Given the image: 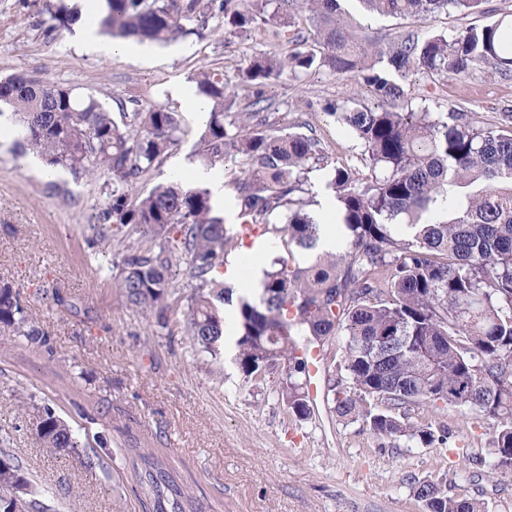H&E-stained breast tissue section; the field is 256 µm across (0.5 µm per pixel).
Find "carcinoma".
<instances>
[{
	"instance_id": "obj_1",
	"label": "carcinoma",
	"mask_w": 512,
	"mask_h": 512,
	"mask_svg": "<svg viewBox=\"0 0 512 512\" xmlns=\"http://www.w3.org/2000/svg\"><path fill=\"white\" fill-rule=\"evenodd\" d=\"M100 31L114 38L168 43L194 33L189 24L224 19V33L246 36L267 25L286 53L249 59L242 92L229 90L218 69L195 77L208 119L197 157L214 166L233 154L239 176L236 218L279 236L287 247L313 253L306 267L273 257L259 299L244 290L234 311L235 361L256 387L278 376L274 392L288 412L307 420V361L298 337L323 346L342 337L337 373L328 379L332 412L370 434L424 447L450 439L444 425L413 421L418 409L464 406L483 429L493 467L512 472V112L494 124L473 112H434L414 105L410 79L480 73L512 79V26L505 20L452 35L408 33L387 44L345 19L347 0H103ZM369 12L421 23L441 12L476 11L483 0H358ZM66 27L80 18L65 0L49 11ZM308 24L303 36L299 21ZM342 78L351 93L325 112L353 135L359 166L333 167L326 183L345 233L336 252H316L325 220L308 210L309 173L327 162L312 136L284 132L270 112L237 111L239 95L256 106L264 88L286 75ZM13 111L15 144L50 169L75 177L102 170L112 188L101 208V238L126 228L138 235L115 253L125 306L157 317L181 312L186 335L200 352L224 349L230 289L218 273L233 236L213 215L211 192L173 178L130 197L183 134L178 113L160 104L118 115L92 94H78L29 73L0 77V106ZM185 263L194 281L186 295L171 283ZM47 344L21 304L0 286V331ZM49 452L80 447L72 426L50 410L34 416ZM137 484L152 512H206L162 459L131 457ZM28 488L22 512H50L32 481L0 441V512H13V488ZM424 512H488V505L448 493L446 473L412 478Z\"/></svg>"
}]
</instances>
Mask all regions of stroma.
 <instances>
[{"label":"stroma","mask_w":512,"mask_h":512,"mask_svg":"<svg viewBox=\"0 0 512 512\" xmlns=\"http://www.w3.org/2000/svg\"><path fill=\"white\" fill-rule=\"evenodd\" d=\"M54 0H0V76L25 70L91 94L112 112L139 101L180 116L184 135L169 163L196 166L198 122L193 109L171 93L193 84L202 70L218 68L229 89H239L249 58L283 45L265 33L235 38L209 19L199 34L164 46L135 43L130 54L104 58L87 52L77 26L50 29ZM358 29L390 41L410 31L448 34L482 26L512 12V0H484L478 13H441L431 25L361 13L345 5ZM416 94L432 93L431 109H464L487 123L512 110V80L474 77L463 84L413 79ZM350 91L345 80L308 74L281 77L265 97L281 127L321 140L329 165L313 171L315 201L327 197L336 164H356L355 139L324 107ZM30 153L0 137V282L19 289L45 346L0 333V438L34 481L53 512H151L126 455L168 459L181 481L211 512H421L411 477L444 471L449 492L512 512V473L495 471L470 413L451 407L419 413L448 424L466 457L445 447L402 439L379 440L359 424L339 421L329 409L327 382L340 342L320 350L310 419L291 417L271 387L245 383L234 353L212 360L195 352L177 319L160 328L154 318L126 308L113 265L114 248L95 238L108 188L107 176L74 178L57 170L41 176ZM50 407L67 420L87 454L50 453L32 418Z\"/></svg>","instance_id":"stroma-1"}]
</instances>
